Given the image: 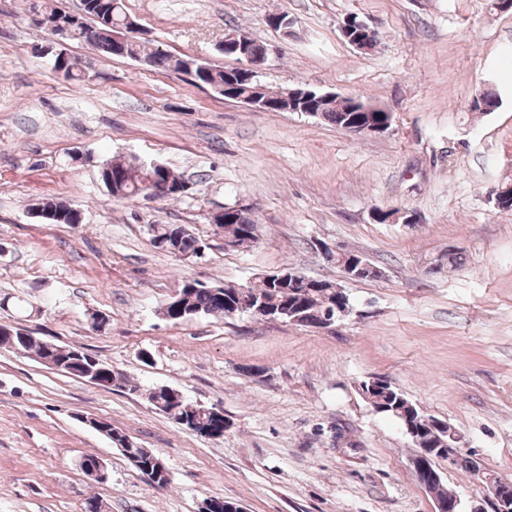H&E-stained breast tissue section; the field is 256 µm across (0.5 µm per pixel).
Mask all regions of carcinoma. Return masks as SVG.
I'll return each instance as SVG.
<instances>
[{
    "mask_svg": "<svg viewBox=\"0 0 512 512\" xmlns=\"http://www.w3.org/2000/svg\"><path fill=\"white\" fill-rule=\"evenodd\" d=\"M84 15L80 23L72 30L71 39L87 43L103 54L129 58L154 70L166 71L174 69L186 72L196 84L206 85L219 94H224V70L211 66L194 64V72H187L188 56L174 57L159 50L148 47V40L131 28L134 20L125 12L123 0H84ZM55 70L69 80H78L84 73L83 67L73 64L60 57L54 58ZM499 96L496 90H483L475 110L493 112L498 108ZM318 118L341 129L350 131L358 127L362 113L348 112L346 106L334 102L316 101ZM102 182L112 195L119 199L133 200L151 188L161 187L163 192L158 194L161 199L176 196L179 187L185 185L182 178L176 176L169 168L159 163H149L140 168L124 159H113L106 163L101 172ZM43 210L50 212L51 221L55 224H77L81 222L80 213L62 201H45L39 203ZM232 220L224 224V230L238 236V245L252 242L256 237L257 224L247 209L233 210ZM149 231L155 240L176 236V243L181 249L189 251L201 242L196 234L181 224H151ZM181 310L185 317L208 315L227 318L234 310H240L241 305L248 303L252 308H297L303 312L310 324L320 319L325 310H331L338 305L351 304L350 297H336V282L329 279H315L303 283L295 290L277 288L265 281L257 287L241 290L232 285L215 288L211 285L196 283L194 287L182 286L180 289ZM23 354L32 355L37 360L48 359V346L36 336L19 344ZM54 362L60 372L84 379L95 386H105L111 383L123 385L129 391L136 392L139 386L122 374L112 370L107 363L83 353V360L77 362L72 358V348L57 347L54 349ZM362 392H371L375 397V405L381 412L402 422L412 419L420 425L416 435L415 447L424 448L430 454L429 463L436 465L442 456L441 450L447 447L448 428H438L424 423L426 414L420 407L409 400L394 386H382L376 390L365 383ZM149 403L159 412L176 421L202 418L212 420V415H201L202 407L186 401L175 390L167 386L153 387L148 390Z\"/></svg>",
    "mask_w": 512,
    "mask_h": 512,
    "instance_id": "carcinoma-1",
    "label": "carcinoma"
}]
</instances>
